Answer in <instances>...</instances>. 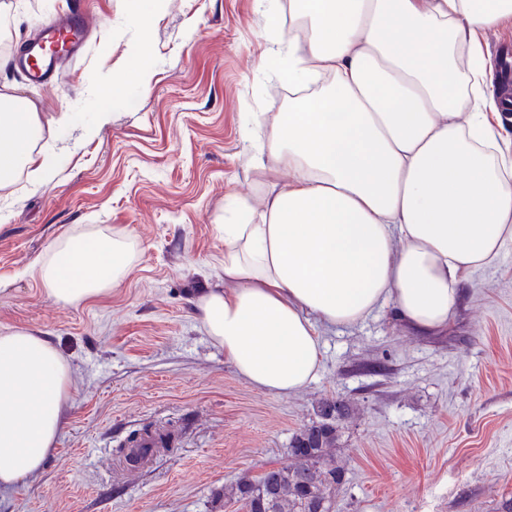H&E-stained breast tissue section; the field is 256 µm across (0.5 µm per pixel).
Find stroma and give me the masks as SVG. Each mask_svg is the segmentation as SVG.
<instances>
[{"label":"stroma","mask_w":512,"mask_h":512,"mask_svg":"<svg viewBox=\"0 0 512 512\" xmlns=\"http://www.w3.org/2000/svg\"><path fill=\"white\" fill-rule=\"evenodd\" d=\"M84 2L93 33L43 91L13 59L65 0H0V85L35 104L56 152L45 183L22 174L0 187V328L46 336L71 372L52 452L0 489V512H241L227 491L290 464L326 398L355 408L338 424L335 512H512V243L467 277L443 329L417 333L388 305L320 326L321 368L303 390L254 387L193 303L224 281L227 201L265 181L247 118L287 101L258 65L268 21L255 0ZM141 64L147 86L101 98ZM88 231L127 235L136 257L106 295L55 302L35 271L51 245ZM145 428L174 431L175 446L115 475L119 448Z\"/></svg>","instance_id":"obj_1"}]
</instances>
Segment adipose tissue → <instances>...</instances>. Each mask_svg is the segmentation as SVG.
<instances>
[{
  "mask_svg": "<svg viewBox=\"0 0 512 512\" xmlns=\"http://www.w3.org/2000/svg\"><path fill=\"white\" fill-rule=\"evenodd\" d=\"M512 23V0H288L271 66L285 111L254 117L260 198H231L224 284L195 312L237 373L290 394L314 381L319 324L353 326L385 305L420 333L448 324L460 285L512 242V140L495 121L484 32ZM32 102L0 91V187L50 174ZM127 237L74 235L36 271L77 304L119 285ZM70 368L44 338L0 328V487L52 451Z\"/></svg>",
  "mask_w": 512,
  "mask_h": 512,
  "instance_id": "adipose-tissue-1",
  "label": "adipose tissue"
}]
</instances>
